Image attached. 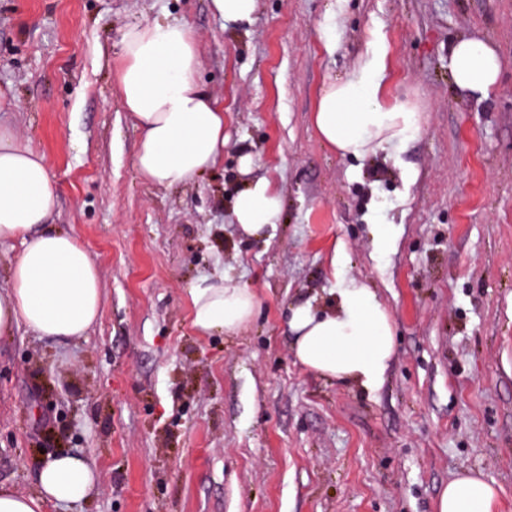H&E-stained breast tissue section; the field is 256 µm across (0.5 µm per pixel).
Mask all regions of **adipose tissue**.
<instances>
[{
    "mask_svg": "<svg viewBox=\"0 0 512 512\" xmlns=\"http://www.w3.org/2000/svg\"><path fill=\"white\" fill-rule=\"evenodd\" d=\"M198 43L180 23L145 22L121 36L114 80L124 112L140 137L135 166L141 178L160 186L184 184L214 167L224 156V105L202 84ZM385 50L360 62L346 78L322 84L312 114L321 139L341 157L364 158L417 137L423 117L416 103L389 98L382 84ZM500 59L486 41L461 37L448 48L454 84L486 99L498 86ZM254 156H239L249 180L235 195V224L257 235L277 223L282 200L268 178H252ZM58 188L38 151L0 128V242L20 241L10 285L0 289V335L17 327L48 339L84 335L103 302L98 266L72 234L49 218ZM192 323L208 334H235L257 313L254 291L224 275L202 278L188 290ZM288 324L298 361L317 375L339 383L378 387L395 352L391 317L375 293L357 279L335 291L333 310L310 303L294 305ZM96 488L93 462L60 453L43 460L39 491L23 495L0 486V512H43L46 503L65 505ZM497 489L481 475L465 472L448 483L436 512H493Z\"/></svg>",
    "mask_w": 512,
    "mask_h": 512,
    "instance_id": "ef3b65f1",
    "label": "adipose tissue"
}]
</instances>
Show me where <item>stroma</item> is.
Masks as SVG:
<instances>
[{
    "label": "stroma",
    "instance_id": "stroma-1",
    "mask_svg": "<svg viewBox=\"0 0 512 512\" xmlns=\"http://www.w3.org/2000/svg\"><path fill=\"white\" fill-rule=\"evenodd\" d=\"M178 22L224 103V159L173 187L139 178L113 69L123 31ZM484 39L499 89L454 86L448 46ZM383 46L419 136L366 159L330 152L321 85ZM0 123L43 153L50 221L96 260L103 304L84 336H0V485L38 491L44 457L90 458L97 490L46 512H435L481 474L512 512V0H0ZM282 198L242 234L238 152ZM386 225L390 245L373 236ZM253 288L234 336L199 335L187 288L215 271ZM392 316L382 385L330 382L294 356L291 305L349 278ZM213 9L224 19L250 22L256 11L257 0H211Z\"/></svg>",
    "mask_w": 512,
    "mask_h": 512
}]
</instances>
